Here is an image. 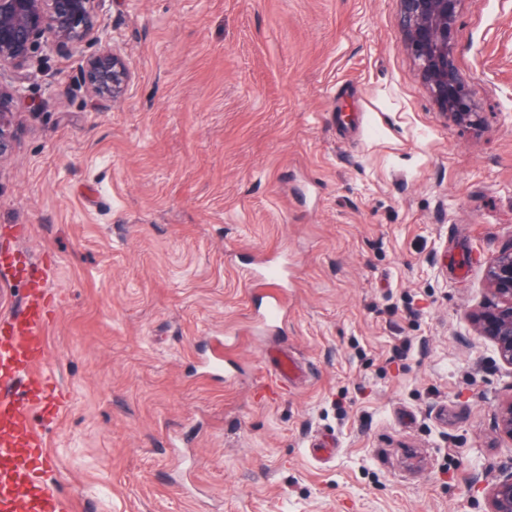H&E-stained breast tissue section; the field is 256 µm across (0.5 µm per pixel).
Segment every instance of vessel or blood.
<instances>
[{
  "label": "vessel or blood",
  "instance_id": "vessel-or-blood-1",
  "mask_svg": "<svg viewBox=\"0 0 512 512\" xmlns=\"http://www.w3.org/2000/svg\"><path fill=\"white\" fill-rule=\"evenodd\" d=\"M250 278L268 287L264 323L273 325L283 316L279 291L283 272L264 266ZM43 291L28 294L25 314L0 322V512H71L54 486L44 480L54 459L44 453V443L33 426L32 408H54L58 397L45 395V375L38 365L46 348V310Z\"/></svg>",
  "mask_w": 512,
  "mask_h": 512
}]
</instances>
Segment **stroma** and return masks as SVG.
<instances>
[{
  "instance_id": "35a3bbf8",
  "label": "stroma",
  "mask_w": 512,
  "mask_h": 512,
  "mask_svg": "<svg viewBox=\"0 0 512 512\" xmlns=\"http://www.w3.org/2000/svg\"><path fill=\"white\" fill-rule=\"evenodd\" d=\"M399 0H105L132 78L41 47L0 157V250L53 299L38 429L77 512H487L512 368L466 318L512 245V0H461L456 125ZM286 267L259 330L247 272ZM223 336L235 374L206 376ZM306 375L271 384L267 344Z\"/></svg>"
}]
</instances>
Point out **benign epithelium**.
<instances>
[{"label": "benign epithelium", "instance_id": "1", "mask_svg": "<svg viewBox=\"0 0 512 512\" xmlns=\"http://www.w3.org/2000/svg\"><path fill=\"white\" fill-rule=\"evenodd\" d=\"M104 0H0V67L25 69L40 46L50 42L60 51L98 43L83 69V81L98 103L108 105L127 92L130 70L109 44L99 14ZM461 0H400L402 46L418 62L431 94L452 120L474 126L479 112L455 64L453 35ZM17 90L0 82V156L14 138L12 118ZM488 296L467 319L478 335L489 340L499 359L512 368V244L490 261ZM497 428L512 442V399L498 406ZM487 512H512V473L487 491Z\"/></svg>", "mask_w": 512, "mask_h": 512}]
</instances>
